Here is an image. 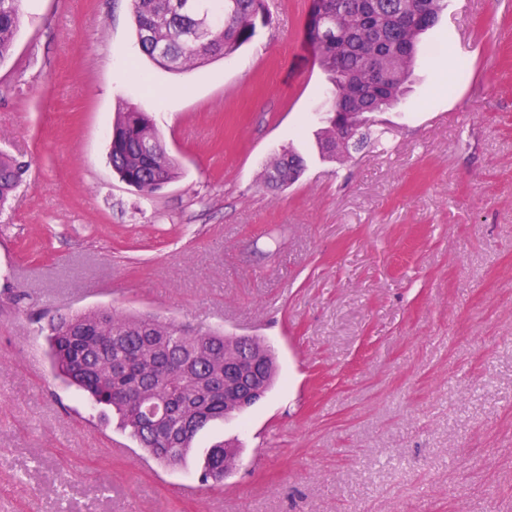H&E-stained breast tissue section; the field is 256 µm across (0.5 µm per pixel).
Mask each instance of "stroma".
<instances>
[{
	"label": "stroma",
	"mask_w": 512,
	"mask_h": 512,
	"mask_svg": "<svg viewBox=\"0 0 512 512\" xmlns=\"http://www.w3.org/2000/svg\"><path fill=\"white\" fill-rule=\"evenodd\" d=\"M310 4L173 72L131 0H23L0 63V151L30 164L0 211V512H512V0H448L441 52L376 116L384 149L336 162ZM125 105L180 168L148 198L108 161ZM284 148L306 170L275 187ZM88 309L261 337L278 378L162 466L52 373L41 327ZM226 448H229L228 451ZM225 450V452H224ZM240 454V448L229 442H220L209 448L205 454L202 480L205 483L209 482V476L213 469L220 467L222 470V478L219 484L224 481V477L236 466Z\"/></svg>",
	"instance_id": "stroma-1"
}]
</instances>
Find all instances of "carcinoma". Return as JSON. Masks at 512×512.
<instances>
[{"label": "carcinoma", "mask_w": 512, "mask_h": 512, "mask_svg": "<svg viewBox=\"0 0 512 512\" xmlns=\"http://www.w3.org/2000/svg\"><path fill=\"white\" fill-rule=\"evenodd\" d=\"M132 0L133 21L142 52L157 66L183 71L237 52L255 35V20L269 12L266 0ZM445 0H312L321 23L310 20L307 39L335 93L318 133L323 157L336 160V113H372L402 103L422 36L439 21ZM206 11L210 24L199 41L187 38L193 8ZM22 10L21 0H0V62L11 53ZM112 170L126 185L149 196L179 178L150 117L131 106L115 113L109 152ZM304 159L285 149L271 165L277 185L294 181ZM28 164L0 155V207L24 180ZM47 356L52 371L69 387L112 411L139 448L159 464L182 465L198 430L187 426L197 415L224 420L242 412V399L263 372L272 385V349L255 339L243 352L224 331L188 333L172 321L114 311L88 310L61 316L48 326ZM239 361L238 376L224 387V357ZM240 448L220 442L208 449L203 482L216 467L227 475Z\"/></svg>", "instance_id": "carcinoma-1"}]
</instances>
